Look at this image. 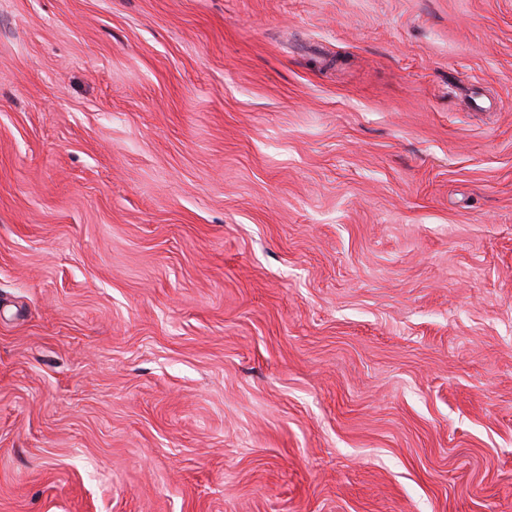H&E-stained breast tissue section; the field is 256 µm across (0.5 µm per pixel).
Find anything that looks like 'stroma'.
Masks as SVG:
<instances>
[{
    "mask_svg": "<svg viewBox=\"0 0 512 512\" xmlns=\"http://www.w3.org/2000/svg\"><path fill=\"white\" fill-rule=\"evenodd\" d=\"M0 512H512V0H0Z\"/></svg>",
    "mask_w": 512,
    "mask_h": 512,
    "instance_id": "35a3bbf8",
    "label": "stroma"
}]
</instances>
